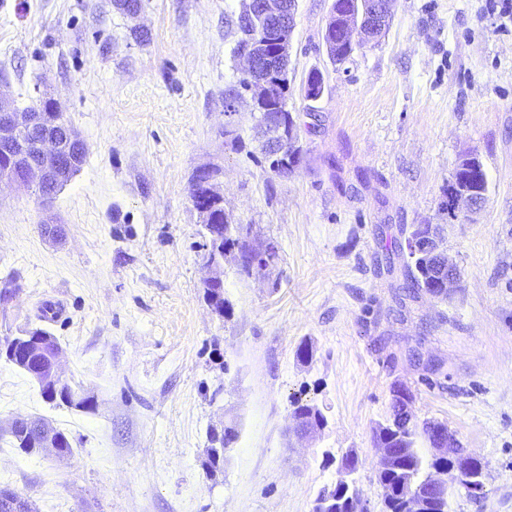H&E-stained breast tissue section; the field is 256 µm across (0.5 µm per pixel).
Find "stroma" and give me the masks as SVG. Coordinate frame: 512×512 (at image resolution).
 <instances>
[{"label": "stroma", "instance_id": "stroma-1", "mask_svg": "<svg viewBox=\"0 0 512 512\" xmlns=\"http://www.w3.org/2000/svg\"><path fill=\"white\" fill-rule=\"evenodd\" d=\"M332 2L298 0L288 107L300 151L280 174L250 95L224 134L244 0H142L135 19L111 0H0V85L21 109L56 99L86 147L51 203L0 187V278L20 284L0 337L56 336L65 379L92 401L47 403L0 361V486L33 512H313L350 450L381 512L373 432L396 383L417 420L445 423L486 464L485 498L454 488L449 512H512V19L502 0H394L382 39L339 67L323 42ZM314 70L313 101L302 86ZM468 151L488 203L446 226L459 286L406 297L407 257L390 242L400 226L442 222L441 189ZM207 166L231 222L280 255L264 278L225 265L223 319L204 296L190 201ZM49 214L61 243L41 232ZM48 300L60 319L42 320ZM297 397L327 417L314 439L292 432ZM24 416L47 418L72 455L13 448L5 432ZM220 422L240 437L211 479L204 450Z\"/></svg>", "mask_w": 512, "mask_h": 512}]
</instances>
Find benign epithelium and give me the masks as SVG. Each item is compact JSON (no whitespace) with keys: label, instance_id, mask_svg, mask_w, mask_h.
Masks as SVG:
<instances>
[{"label":"benign epithelium","instance_id":"1","mask_svg":"<svg viewBox=\"0 0 512 512\" xmlns=\"http://www.w3.org/2000/svg\"><path fill=\"white\" fill-rule=\"evenodd\" d=\"M392 0H373L368 11L351 12L336 17L331 12L326 23L324 42H330L334 35L340 33L352 41L362 37L363 41L378 40L389 25ZM297 0H259V17L265 25L266 32L255 40L247 49L240 52L243 59V74L247 79L244 90L253 94L254 110L260 113L258 125L265 141L271 143L276 153L274 158L282 159L285 163L283 173L293 169L297 161L294 153L297 137V124L293 115H288L287 121H278L274 113L284 111L280 103V90L283 88L280 66L289 60L291 35L295 28ZM242 98L241 90L234 86L224 94L225 117L224 135L233 134V116ZM75 142L83 144L77 130L69 125L62 126L61 134H50L44 124L43 114L39 111H22L14 106L13 101L0 89V153L11 154V159L5 165L0 164V185L9 186L18 191H28L33 187L45 188L41 194L42 201H49L66 183L69 171L61 165L65 145ZM36 155L31 159L30 155ZM476 172L478 181L483 185L477 189L469 185L452 189L448 196V210L454 217L464 214L473 217L479 214L487 203L488 177L479 157L473 153L463 154L457 164L456 172L460 174V182L468 181L471 172ZM190 200L194 209L202 217L204 230L213 231L217 223L218 213L224 210V195L214 183V171L201 168L196 172L191 183ZM421 228L427 234L421 240L410 241L409 252L412 256L419 255L422 250L430 251L431 255L445 258V266L440 272L441 286L449 290L457 287L460 279L458 265L446 257L442 247L441 235L436 231V225L423 224ZM278 251V248L268 243L255 242L244 253L235 255L237 266L243 267L256 262L265 255ZM203 266L207 276L205 283L214 292L224 290V253L220 247L207 243L204 245ZM13 346L20 347L25 354L21 367L25 368L36 383L63 382L61 362L63 351L58 349L49 359L47 367L36 364L38 349L36 337L24 333L12 341ZM297 431L304 437H313L327 426V417L321 409H310V417H293ZM38 429L43 440L37 452L59 456L54 442L55 431L44 419L38 422ZM354 472L352 468H343L338 472L336 482L321 489L318 500L315 501L316 512H328L331 493L336 486L347 484L346 476ZM462 479V487L468 497L480 500L485 497L486 485L481 475L472 473L469 469L458 468L453 473H437L428 477L423 483L411 488L405 497V512H424L423 491L438 488L447 484L450 475Z\"/></svg>","mask_w":512,"mask_h":512}]
</instances>
